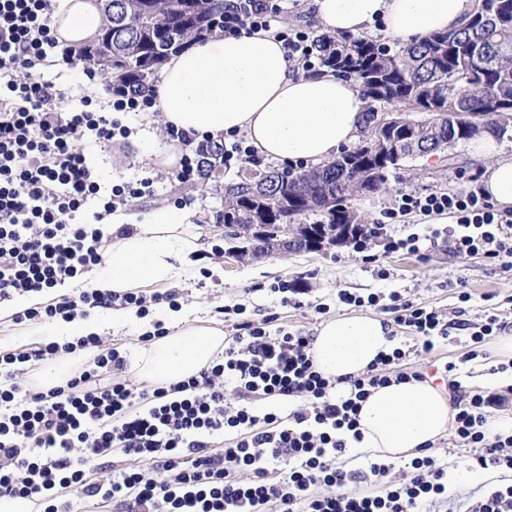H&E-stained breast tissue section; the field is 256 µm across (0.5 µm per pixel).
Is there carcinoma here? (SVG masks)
<instances>
[{"label": "carcinoma", "instance_id": "1", "mask_svg": "<svg viewBox=\"0 0 512 512\" xmlns=\"http://www.w3.org/2000/svg\"><path fill=\"white\" fill-rule=\"evenodd\" d=\"M227 0H112L103 3L105 30H112V54L84 51L112 75L113 88L154 89L169 54L219 31ZM319 66L355 81L365 101L358 143L330 161L297 171L292 167L244 172L224 186L225 235L251 232L261 253H282L285 225L313 215L315 229L327 225L349 240L364 228L350 206L359 193L380 189L386 172L407 157L448 156L482 130L512 132V0H475L461 30L435 32L394 49L369 37L322 34L314 43ZM378 112H398V121L375 128ZM202 184L224 167V149L201 152Z\"/></svg>", "mask_w": 512, "mask_h": 512}]
</instances>
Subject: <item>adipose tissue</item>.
Segmentation results:
<instances>
[{"label":"adipose tissue","instance_id":"adipose-tissue-1","mask_svg":"<svg viewBox=\"0 0 512 512\" xmlns=\"http://www.w3.org/2000/svg\"><path fill=\"white\" fill-rule=\"evenodd\" d=\"M326 30L338 35L376 34L403 43L436 31L463 28L475 0H306ZM105 23L98 0H60L54 27L61 46L93 41ZM364 103L351 81L331 71L296 73L282 40L274 32L215 35L171 55L161 68L158 109L164 123L189 136L221 138L244 134L267 159L320 163L359 137ZM470 154L482 162V185L500 209L512 208V159L500 156L493 135L471 141ZM97 271L94 285L124 293L152 282L187 280L196 273L200 245L186 212L162 209L120 235ZM174 331L149 342L138 356V377L167 387L209 367L224 350L217 326L186 323L182 313L166 316ZM383 319L370 312L342 314L324 322L311 354L318 372L337 380L359 376L394 346ZM453 411L444 385L427 379L391 382L371 389L361 402V439L346 445L384 459H398L447 437Z\"/></svg>","mask_w":512,"mask_h":512}]
</instances>
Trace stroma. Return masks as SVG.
Masks as SVG:
<instances>
[{"mask_svg":"<svg viewBox=\"0 0 512 512\" xmlns=\"http://www.w3.org/2000/svg\"><path fill=\"white\" fill-rule=\"evenodd\" d=\"M45 79L61 89L63 109L79 105L87 92L78 60L60 59L58 51L48 53L41 64ZM127 137H115L112 142L98 145L87 143L90 160L101 173L104 188H111L145 177L153 178V196L129 202L120 213L124 223L141 224L162 208L177 206L189 210L191 230L198 235L207 259L198 263L196 276L183 283L156 282L143 286L144 295L166 290L175 292L177 303L190 323L220 326L225 336H232L218 314L219 306L237 304L246 307L254 319L277 317L280 326L291 330L317 333L326 318L346 313L347 305L337 300L341 289L359 295L401 291L414 301L439 311L452 327L448 338L438 339L433 351L426 352L420 343L401 327H394L397 341L406 349L404 368L432 377L454 364L451 374L468 393L499 394L505 397L506 410L512 411V366L499 371L493 355L467 359L472 342L469 331L457 329L458 320L483 323L488 315L512 319V270L491 264L480 256L455 254L448 241L449 219L434 217L425 224L416 215L405 216L391 225L396 236L411 233L422 235L417 253H388L382 240H375L369 253H359L351 246L331 247L321 252L287 253L256 258L242 249L243 242L229 239L216 216L224 208V185L249 170L268 168L269 162L260 157L234 160L224 167L222 181L210 182L208 188L180 183L171 168L140 161V154L162 146L166 141L165 127L159 113L131 112L125 119ZM457 162L448 165L436 157L416 158L401 163L386 175L385 187L375 193L355 197L353 208L363 223L380 219L384 208L400 192L431 193L468 188L469 179L482 176L483 168L472 160L466 144L457 145ZM287 281L299 287L298 304L285 305L276 288ZM468 291L469 302H460V291ZM163 305L151 306L148 317L129 316L127 309L111 307L117 321L104 343L117 348L126 358L130 369L125 378L136 383L131 366L135 364L145 343L142 336L148 324L159 322Z\"/></svg>","mask_w":512,"mask_h":512,"instance_id":"obj_1","label":"stroma"}]
</instances>
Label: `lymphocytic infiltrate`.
Instances as JSON below:
<instances>
[{
	"label": "lymphocytic infiltrate",
	"instance_id": "1",
	"mask_svg": "<svg viewBox=\"0 0 512 512\" xmlns=\"http://www.w3.org/2000/svg\"><path fill=\"white\" fill-rule=\"evenodd\" d=\"M51 0H0V301L42 293L76 279L103 261L98 228L117 206L153 193L141 179L112 189L99 211L101 185L84 152L87 140L109 141L128 130L120 112H145L154 97L129 90L112 102L114 117L88 109L64 112L61 95L36 66L55 46ZM280 9L270 0H233L224 16L226 34L275 29L290 61L313 69L316 56L307 31L279 26ZM183 150L175 177L200 178L194 140L167 127ZM446 215L457 226L451 247L460 256L479 255L512 267V209H498L482 186L430 194L403 193L386 217ZM346 305L386 306L396 325L433 350L448 335L442 314L401 292L365 296L346 290ZM175 294L145 296L85 288L45 306L17 312L16 322L72 321L99 308L119 305L144 316ZM235 318V334L224 353L199 375L171 388L135 386L124 379L127 362L97 336L50 341L23 351H0V497L30 499L40 512H423L447 500L448 474L427 449H418L391 481L390 462L367 470H345L336 457L345 450L337 433L357 431L361 401L372 388L413 379L400 370L403 348L381 354L360 376L350 378L349 396L314 367L313 338L299 330L257 321L244 307H224ZM93 351L85 367L66 382L33 388L23 379L30 361H56ZM237 401L224 402L225 384ZM304 398L303 407L281 414L278 403ZM269 401L258 411L256 400ZM498 398L455 396L453 432L475 449L481 468L512 469V437L488 440L482 430ZM106 478L89 477L91 466ZM374 479V493H345L350 483Z\"/></svg>",
	"mask_w": 512,
	"mask_h": 512
}]
</instances>
